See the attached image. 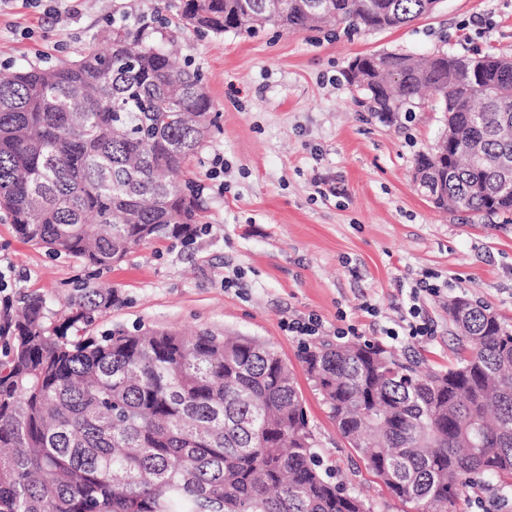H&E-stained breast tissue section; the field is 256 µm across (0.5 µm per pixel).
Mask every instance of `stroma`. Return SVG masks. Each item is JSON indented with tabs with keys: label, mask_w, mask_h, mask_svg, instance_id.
Returning a JSON list of instances; mask_svg holds the SVG:
<instances>
[{
	"label": "stroma",
	"mask_w": 512,
	"mask_h": 512,
	"mask_svg": "<svg viewBox=\"0 0 512 512\" xmlns=\"http://www.w3.org/2000/svg\"><path fill=\"white\" fill-rule=\"evenodd\" d=\"M124 0H0V70L43 68L106 44ZM157 0H136L133 29L147 43L176 46L178 65L197 69L215 119L187 175L204 183L224 158L221 188L205 190L206 231L193 244H145L120 265L90 274L73 256L53 257L0 222V272L10 303L37 293L58 306L86 279L115 288L120 305L99 329L138 325L257 338L292 367L324 463L359 490L373 512H404L328 416L299 360L305 345L335 340L341 323L359 341H380L400 359L447 369L459 350L449 299L489 305L512 330V224L499 216L445 213L413 180L414 159L434 147L442 115L422 100L410 122L373 117L344 71L359 55L386 51L492 50L512 56V0H441L433 14L386 31L333 25L253 37L202 35L161 26ZM340 194L321 197L318 186ZM439 285L425 310L437 332L424 342L392 340L409 289ZM322 321L318 337L289 332V320ZM454 512H512V489L490 484L460 496Z\"/></svg>",
	"instance_id": "1"
}]
</instances>
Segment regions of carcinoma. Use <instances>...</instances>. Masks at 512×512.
Instances as JSON below:
<instances>
[{
  "label": "carcinoma",
  "mask_w": 512,
  "mask_h": 512,
  "mask_svg": "<svg viewBox=\"0 0 512 512\" xmlns=\"http://www.w3.org/2000/svg\"><path fill=\"white\" fill-rule=\"evenodd\" d=\"M437 0H185L181 20L220 35L403 27ZM346 71L390 122L431 92L444 114L416 156L437 208L512 216V58L401 51ZM199 74L119 27L102 50L0 74V213L51 256L100 271L136 247L193 242L198 192L168 175L206 140ZM118 293L82 283L61 309L39 294L0 320V512H372L319 470L292 369L273 347L210 331L97 335ZM456 362L421 371L377 342H324L303 363L338 432L391 496L448 512L475 477L512 487V331L458 296Z\"/></svg>",
  "instance_id": "1"
}]
</instances>
